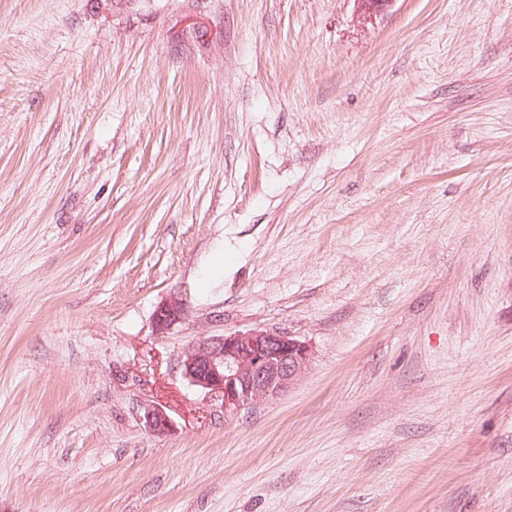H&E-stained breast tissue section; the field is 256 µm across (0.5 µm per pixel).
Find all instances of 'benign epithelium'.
Returning <instances> with one entry per match:
<instances>
[{"label": "benign epithelium", "mask_w": 512, "mask_h": 512, "mask_svg": "<svg viewBox=\"0 0 512 512\" xmlns=\"http://www.w3.org/2000/svg\"><path fill=\"white\" fill-rule=\"evenodd\" d=\"M184 315L179 299L162 302L154 313L156 333H167ZM312 359L306 342L284 332L254 329L199 338L182 352L180 368L191 386L220 398L224 413L233 414L290 391ZM142 420L157 436L172 432L173 422L161 407H146Z\"/></svg>", "instance_id": "benign-epithelium-1"}]
</instances>
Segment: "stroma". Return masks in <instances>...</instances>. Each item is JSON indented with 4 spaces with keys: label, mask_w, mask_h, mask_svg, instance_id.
<instances>
[{
    "label": "stroma",
    "mask_w": 512,
    "mask_h": 512,
    "mask_svg": "<svg viewBox=\"0 0 512 512\" xmlns=\"http://www.w3.org/2000/svg\"><path fill=\"white\" fill-rule=\"evenodd\" d=\"M0 512H512V0H0ZM185 315V309L177 298L162 302L154 313V327L158 335H163L179 323ZM309 345L280 331L248 330L201 337L180 356L188 383L221 398L224 413L277 399L312 364ZM142 420L148 430L157 436H167L172 432L173 422L169 414L161 407H146Z\"/></svg>",
    "instance_id": "1"
}]
</instances>
